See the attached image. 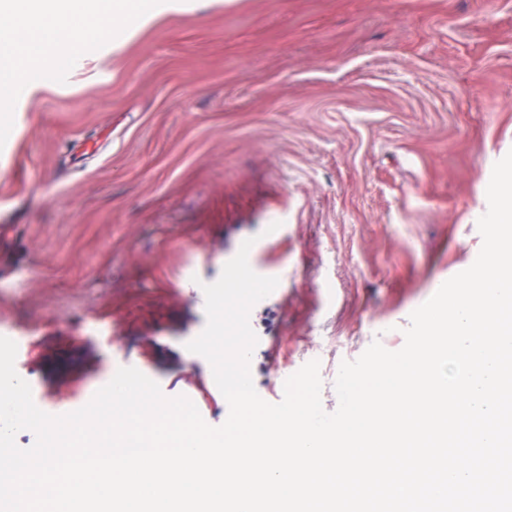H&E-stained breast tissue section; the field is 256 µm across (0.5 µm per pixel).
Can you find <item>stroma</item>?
I'll use <instances>...</instances> for the list:
<instances>
[{
    "label": "stroma",
    "instance_id": "obj_1",
    "mask_svg": "<svg viewBox=\"0 0 512 512\" xmlns=\"http://www.w3.org/2000/svg\"><path fill=\"white\" fill-rule=\"evenodd\" d=\"M0 149V326L50 414L132 366L222 425L186 344L245 240L279 284L250 363L267 402L319 360L396 351L482 247L512 150V0H216L22 91ZM281 223L279 236L265 230Z\"/></svg>",
    "mask_w": 512,
    "mask_h": 512
}]
</instances>
